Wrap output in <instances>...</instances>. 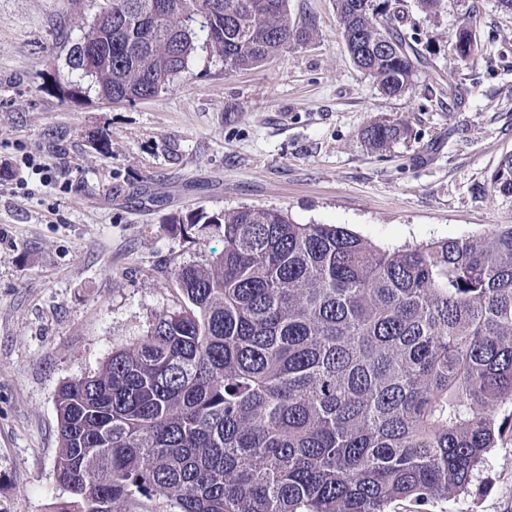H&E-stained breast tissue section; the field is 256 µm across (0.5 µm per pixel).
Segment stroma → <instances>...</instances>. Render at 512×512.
<instances>
[{
    "instance_id": "1",
    "label": "stroma",
    "mask_w": 512,
    "mask_h": 512,
    "mask_svg": "<svg viewBox=\"0 0 512 512\" xmlns=\"http://www.w3.org/2000/svg\"><path fill=\"white\" fill-rule=\"evenodd\" d=\"M102 0H0V512H51L55 399L177 307L171 274L222 250L195 215L276 208L380 243L512 224L490 175L512 153V12L498 0L412 10L428 64L389 97L350 59L333 0H288L313 28L265 65L225 74L206 50L155 98L114 103L66 65ZM471 25L478 52L452 42ZM402 118L382 151L359 137ZM71 165V184L55 165ZM460 512H512V442Z\"/></svg>"
}]
</instances>
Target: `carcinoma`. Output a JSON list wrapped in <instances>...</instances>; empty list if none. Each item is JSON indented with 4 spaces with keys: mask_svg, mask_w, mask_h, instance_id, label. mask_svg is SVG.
I'll use <instances>...</instances> for the list:
<instances>
[{
    "mask_svg": "<svg viewBox=\"0 0 512 512\" xmlns=\"http://www.w3.org/2000/svg\"><path fill=\"white\" fill-rule=\"evenodd\" d=\"M168 16L155 18L157 5ZM353 64L389 96L424 64L407 0H335ZM71 67L114 102L156 97L200 46L262 66L312 28L288 0H108ZM205 39L198 41V32ZM408 132L373 122L382 150ZM512 196V153L490 177ZM224 249L171 274L184 303L56 399L58 512H459L512 439V224L383 245L274 208L195 217Z\"/></svg>",
    "mask_w": 512,
    "mask_h": 512,
    "instance_id": "cac0c4a2",
    "label": "carcinoma"
}]
</instances>
